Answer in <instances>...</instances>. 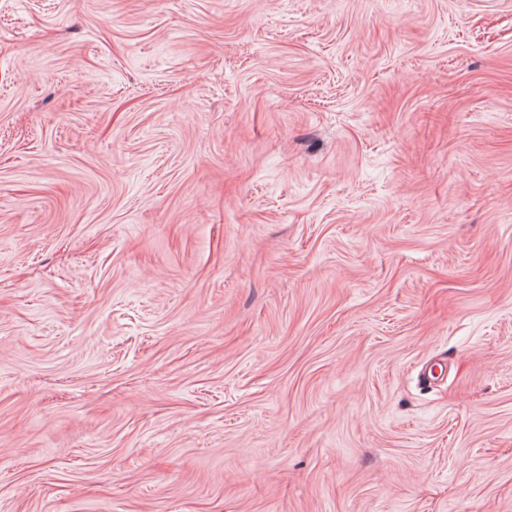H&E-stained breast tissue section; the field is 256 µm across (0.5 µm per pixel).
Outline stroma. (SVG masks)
<instances>
[{
    "label": "stroma",
    "mask_w": 512,
    "mask_h": 512,
    "mask_svg": "<svg viewBox=\"0 0 512 512\" xmlns=\"http://www.w3.org/2000/svg\"><path fill=\"white\" fill-rule=\"evenodd\" d=\"M0 512H512V0H0Z\"/></svg>",
    "instance_id": "35a3bbf8"
}]
</instances>
